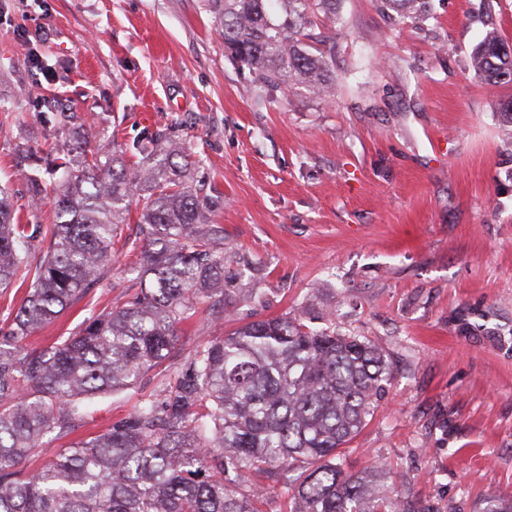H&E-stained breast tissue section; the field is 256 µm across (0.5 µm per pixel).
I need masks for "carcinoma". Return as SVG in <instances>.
<instances>
[{"label": "carcinoma", "mask_w": 512, "mask_h": 512, "mask_svg": "<svg viewBox=\"0 0 512 512\" xmlns=\"http://www.w3.org/2000/svg\"><path fill=\"white\" fill-rule=\"evenodd\" d=\"M207 2L230 57L259 87L294 77L313 94L331 92L328 56L313 30L336 17L340 0ZM378 2L403 25L433 18L429 0ZM469 69L488 86L511 84L512 47L487 31ZM40 106L53 124L75 119L52 97ZM132 147L133 164L116 143H78L75 156L52 160L62 191L44 232L46 255L0 336V512H262L263 490L247 488L254 471L283 491L289 512H421L392 495L382 467L350 473L339 462L392 366L372 341L336 329L334 306L319 327L290 313L198 346L187 381L24 470L44 438L71 433L85 401L136 387L167 359L199 299H224V251L216 248L224 228L209 223L220 200L193 188L191 165L177 162L168 130ZM134 199L144 242L139 291L53 346H28L112 263L113 233ZM32 239L28 226L13 223L0 189L1 289L14 284ZM478 512H512V496H491Z\"/></svg>", "instance_id": "obj_1"}]
</instances>
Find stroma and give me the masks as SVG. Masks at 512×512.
I'll return each mask as SVG.
<instances>
[{"instance_id": "stroma-1", "label": "stroma", "mask_w": 512, "mask_h": 512, "mask_svg": "<svg viewBox=\"0 0 512 512\" xmlns=\"http://www.w3.org/2000/svg\"><path fill=\"white\" fill-rule=\"evenodd\" d=\"M431 6L427 26L402 29L377 0H342L320 26L335 75L324 97L259 90L206 0H0V185L19 223L56 220L58 177L44 174L38 204L26 179L50 154L166 127L197 188L224 200L223 302L198 304L141 386L88 402L75 437L184 379L197 346L314 293L394 367L344 469L386 465L427 512L512 496V131L497 116L512 88L468 69L487 30L512 42V0ZM50 95L79 125L45 122ZM142 245L119 225L108 272L31 346L135 294L126 269Z\"/></svg>"}]
</instances>
